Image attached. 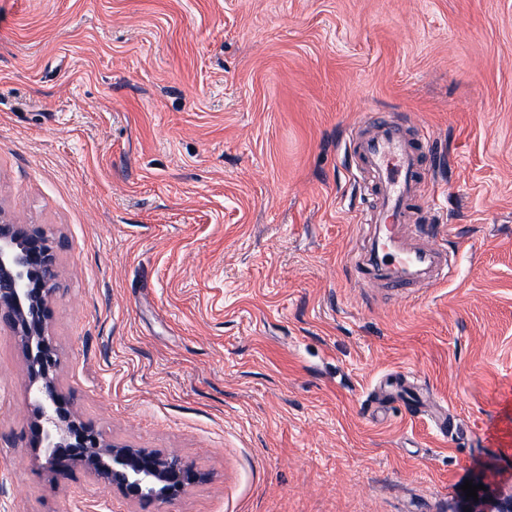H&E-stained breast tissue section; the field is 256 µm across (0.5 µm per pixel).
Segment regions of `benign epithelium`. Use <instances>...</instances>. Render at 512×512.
Masks as SVG:
<instances>
[{
	"label": "benign epithelium",
	"instance_id": "7a95c632",
	"mask_svg": "<svg viewBox=\"0 0 512 512\" xmlns=\"http://www.w3.org/2000/svg\"><path fill=\"white\" fill-rule=\"evenodd\" d=\"M55 263L56 245L47 235L0 211V325L17 339L26 363L36 448L44 466L63 478L78 465L141 502L172 500L204 474L175 454L105 441L80 419L59 385V358L47 332ZM469 512H512V495L489 507L482 497L472 500Z\"/></svg>",
	"mask_w": 512,
	"mask_h": 512
}]
</instances>
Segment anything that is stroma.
Listing matches in <instances>:
<instances>
[{
    "label": "stroma",
    "mask_w": 512,
    "mask_h": 512,
    "mask_svg": "<svg viewBox=\"0 0 512 512\" xmlns=\"http://www.w3.org/2000/svg\"><path fill=\"white\" fill-rule=\"evenodd\" d=\"M369 112L435 139L416 211L447 283L361 284ZM0 209L65 243L49 333L81 418L206 474L165 503L56 479L0 333V512L512 492V0H0Z\"/></svg>",
    "instance_id": "35a3bbf8"
}]
</instances>
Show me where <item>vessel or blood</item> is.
<instances>
[{
    "instance_id": "1",
    "label": "vessel or blood",
    "mask_w": 512,
    "mask_h": 512,
    "mask_svg": "<svg viewBox=\"0 0 512 512\" xmlns=\"http://www.w3.org/2000/svg\"><path fill=\"white\" fill-rule=\"evenodd\" d=\"M431 137L416 120L366 114L348 147L366 196L361 230L370 243L360 274L403 291L448 280V252L425 235L413 205L425 187Z\"/></svg>"
}]
</instances>
